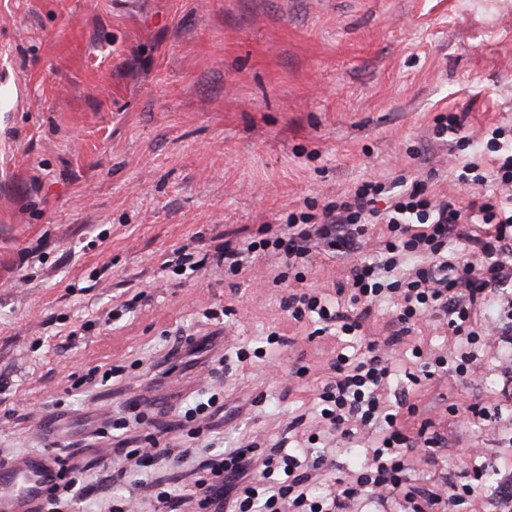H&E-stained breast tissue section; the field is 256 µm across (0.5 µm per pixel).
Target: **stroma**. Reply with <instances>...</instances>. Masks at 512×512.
<instances>
[{
  "label": "stroma",
  "mask_w": 512,
  "mask_h": 512,
  "mask_svg": "<svg viewBox=\"0 0 512 512\" xmlns=\"http://www.w3.org/2000/svg\"><path fill=\"white\" fill-rule=\"evenodd\" d=\"M0 83V460L63 447L137 399L161 401L143 448L220 449L240 429L271 441L343 340L289 323L280 259L184 277L166 253L204 254L370 177L427 175L465 200L430 127L466 113L472 157L488 125H512V0H0ZM221 310L238 341L277 331L287 345L267 365L150 384L151 364ZM300 365L309 376L284 388ZM397 387L471 401L502 380ZM194 392L223 395L227 414L187 423L176 405ZM441 431L449 473L480 448L512 480L499 438L453 416ZM91 474L73 510L110 512L127 486Z\"/></svg>",
  "instance_id": "obj_1"
}]
</instances>
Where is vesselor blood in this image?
<instances>
[{
    "label": "vessel or blood",
    "mask_w": 512,
    "mask_h": 512,
    "mask_svg": "<svg viewBox=\"0 0 512 512\" xmlns=\"http://www.w3.org/2000/svg\"><path fill=\"white\" fill-rule=\"evenodd\" d=\"M53 479V472L37 454L0 467V512H31Z\"/></svg>",
    "instance_id": "b4317fda"
}]
</instances>
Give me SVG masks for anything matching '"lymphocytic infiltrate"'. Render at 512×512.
Here are the masks:
<instances>
[{
	"label": "lymphocytic infiltrate",
	"instance_id": "obj_1",
	"mask_svg": "<svg viewBox=\"0 0 512 512\" xmlns=\"http://www.w3.org/2000/svg\"><path fill=\"white\" fill-rule=\"evenodd\" d=\"M488 158L460 164L459 182L469 186L467 202L437 198L427 180L414 178L401 189L382 180H365L337 195L321 211H289L278 229L216 246L203 262L225 275H237L266 255L282 256L295 280H302L317 255L349 262L335 296L316 289L288 290L284 299L290 321H307L320 331L360 337L364 320L386 304L395 310L384 341L365 342L353 354L338 353L334 380L324 383L313 407L323 428L306 447L290 444L299 424L292 417L280 439L261 447L251 442L230 446L198 461L192 487L172 494L148 478L127 480L125 468L113 480L128 481L132 492L155 504V512H461L467 500L484 492L489 466L484 451H467L470 482L437 474L435 448L444 443L425 406L404 397L383 398L407 358L421 360L425 379L442 382L453 376L477 380L476 362L485 352L512 355V127L488 128ZM504 196L483 193L486 185ZM376 236L377 249L364 250ZM437 318L458 337V355L423 357L407 338L417 323ZM375 437L357 464L358 475L337 478L340 459ZM56 475L36 512H67L87 496L84 468L68 449L48 459ZM323 471L324 494L313 492L310 473Z\"/></svg>",
	"mask_w": 512,
	"mask_h": 512
}]
</instances>
